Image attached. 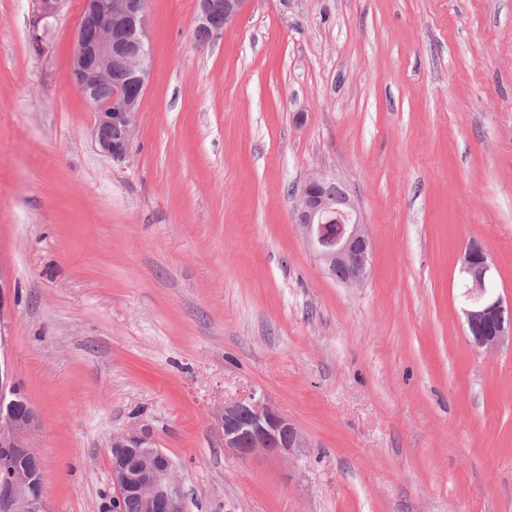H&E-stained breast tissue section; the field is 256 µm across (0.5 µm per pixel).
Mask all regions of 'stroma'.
Wrapping results in <instances>:
<instances>
[{"mask_svg":"<svg viewBox=\"0 0 512 512\" xmlns=\"http://www.w3.org/2000/svg\"><path fill=\"white\" fill-rule=\"evenodd\" d=\"M0 0V365L39 415L47 512H105L113 434L149 426L190 512H512V346L476 347L457 258L512 300V0H249L212 41L148 0L129 159L70 83L82 0L45 52ZM340 182L372 241L347 287L294 189ZM266 393L288 459L212 415ZM224 450L248 459L264 456L288 459L304 439L293 422L275 403L256 390L224 400L213 417Z\"/></svg>","mask_w":512,"mask_h":512,"instance_id":"obj_1","label":"stroma"}]
</instances>
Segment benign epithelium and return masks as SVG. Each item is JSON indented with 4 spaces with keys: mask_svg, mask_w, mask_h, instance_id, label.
Wrapping results in <instances>:
<instances>
[{
    "mask_svg": "<svg viewBox=\"0 0 512 512\" xmlns=\"http://www.w3.org/2000/svg\"><path fill=\"white\" fill-rule=\"evenodd\" d=\"M61 0H36L30 40L37 52L56 17ZM249 0H197L196 31L216 37L214 20L233 24ZM151 40L147 8L135 13L124 0H83L70 60V79L90 103L98 104L92 130L99 151L116 162L130 157L138 133V113L150 76ZM111 89L101 98L102 90ZM335 181L310 172L296 192L297 226L324 270L339 283L363 282L371 240L357 203L349 193L334 195ZM464 303L461 312L473 343L495 349L512 343V304L496 294L493 263L484 249L472 244L460 253ZM214 426L224 449L248 459H286L304 439L293 422L263 392L231 397L218 406ZM38 427L35 409L27 407L0 418V512H45V495L31 496L16 465L32 455V432ZM112 487L115 499H141L143 512H188L186 493L173 461L156 447L148 426L112 436Z\"/></svg>",
    "mask_w": 512,
    "mask_h": 512,
    "instance_id": "7a95c632",
    "label": "benign epithelium"
}]
</instances>
